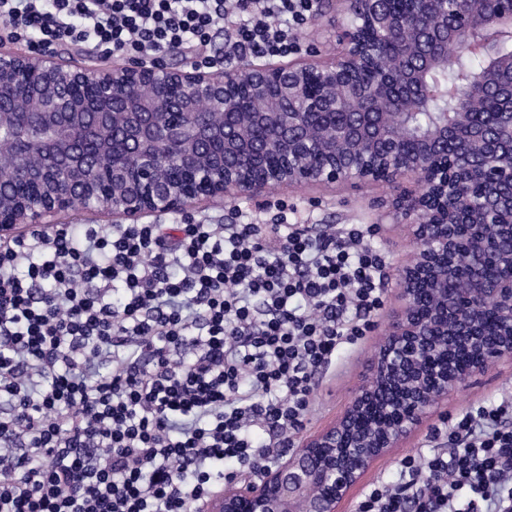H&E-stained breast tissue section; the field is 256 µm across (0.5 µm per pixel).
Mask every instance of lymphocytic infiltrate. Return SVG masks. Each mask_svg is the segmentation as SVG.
<instances>
[{
  "label": "lymphocytic infiltrate",
  "mask_w": 512,
  "mask_h": 512,
  "mask_svg": "<svg viewBox=\"0 0 512 512\" xmlns=\"http://www.w3.org/2000/svg\"><path fill=\"white\" fill-rule=\"evenodd\" d=\"M314 0H0L15 37L277 56ZM360 224H84L0 242V512H195L287 447L386 257ZM123 297L112 304L114 287ZM265 432L258 441L255 431ZM360 512H512V397L434 428Z\"/></svg>",
  "instance_id": "f902f5d3"
}]
</instances>
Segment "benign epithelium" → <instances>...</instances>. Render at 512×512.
Listing matches in <instances>:
<instances>
[{"label":"benign epithelium","mask_w":512,"mask_h":512,"mask_svg":"<svg viewBox=\"0 0 512 512\" xmlns=\"http://www.w3.org/2000/svg\"><path fill=\"white\" fill-rule=\"evenodd\" d=\"M343 0L336 54L288 61L243 58L230 67H77L58 53L0 50V135L16 163L0 172V240L46 230L86 210L138 224L227 200L262 202L288 186L394 189L384 209L406 227L410 261L398 270L397 307L342 413L302 438L259 478L234 479L210 512H343L379 459L400 448L495 364L512 365V0ZM481 30L468 47L488 58L453 91L457 107L401 149L427 72L450 62L448 30ZM408 47L394 82L381 74L367 32ZM493 95L500 111L474 120ZM112 154L95 179L92 157ZM464 287L448 293V280Z\"/></svg>","instance_id":"1"}]
</instances>
